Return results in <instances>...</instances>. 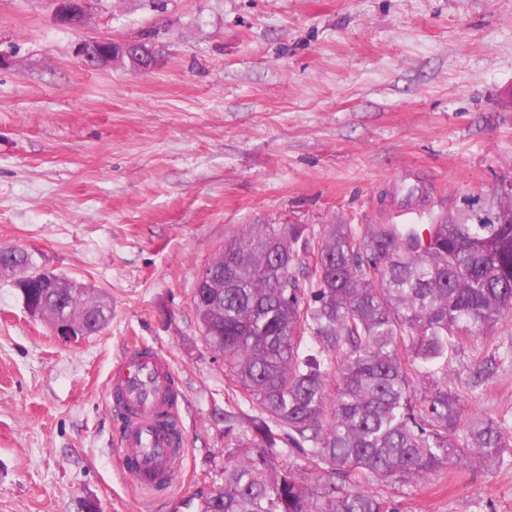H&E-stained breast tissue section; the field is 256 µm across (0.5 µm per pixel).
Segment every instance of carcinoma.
<instances>
[{"label": "carcinoma", "instance_id": "carcinoma-1", "mask_svg": "<svg viewBox=\"0 0 512 512\" xmlns=\"http://www.w3.org/2000/svg\"><path fill=\"white\" fill-rule=\"evenodd\" d=\"M466 219L247 224L224 243L220 306L196 310L229 384L255 405L250 452L224 468L200 512H396L361 489L417 485L433 472L512 462V420L462 419L448 355L512 317V194ZM27 310L56 322L112 317L84 284L0 246ZM309 468L274 466L277 448Z\"/></svg>", "mask_w": 512, "mask_h": 512}]
</instances>
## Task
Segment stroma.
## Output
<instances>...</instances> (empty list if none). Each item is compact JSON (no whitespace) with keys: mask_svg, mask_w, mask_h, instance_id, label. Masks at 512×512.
I'll return each mask as SVG.
<instances>
[{"mask_svg":"<svg viewBox=\"0 0 512 512\" xmlns=\"http://www.w3.org/2000/svg\"><path fill=\"white\" fill-rule=\"evenodd\" d=\"M156 32L146 72L90 69L79 40ZM512 0H0V244L107 299L77 343L0 280V512H196L258 410L201 337L198 278L247 224H429L512 190ZM426 196L406 206L403 182ZM512 320L465 342L463 414L512 416ZM167 357L186 459L147 494L105 403L135 346ZM493 375L473 378L484 364ZM372 492L398 512H512V466L471 463ZM88 0H51L56 21L69 28H80L87 17Z\"/></svg>","mask_w":512,"mask_h":512,"instance_id":"stroma-1","label":"stroma"}]
</instances>
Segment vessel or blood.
<instances>
[{
	"label": "vessel or blood",
	"mask_w": 512,
	"mask_h": 512,
	"mask_svg": "<svg viewBox=\"0 0 512 512\" xmlns=\"http://www.w3.org/2000/svg\"><path fill=\"white\" fill-rule=\"evenodd\" d=\"M107 401L126 409L117 443L127 475L144 489L174 479L185 450L164 426L178 401L168 359L144 347L126 353L112 369Z\"/></svg>",
	"instance_id": "b4317fda"
}]
</instances>
